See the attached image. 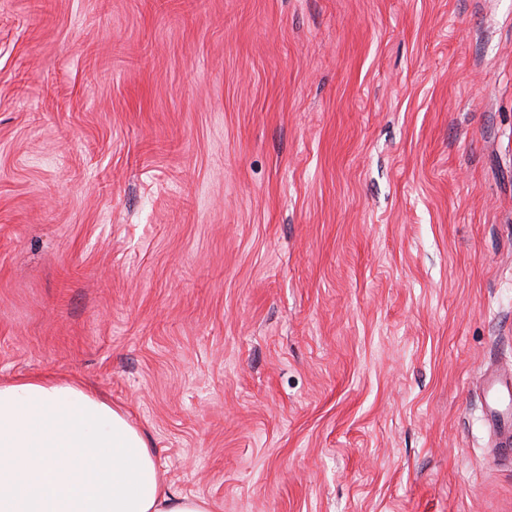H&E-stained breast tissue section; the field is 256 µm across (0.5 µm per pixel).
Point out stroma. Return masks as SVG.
I'll use <instances>...</instances> for the list:
<instances>
[{"mask_svg": "<svg viewBox=\"0 0 512 512\" xmlns=\"http://www.w3.org/2000/svg\"><path fill=\"white\" fill-rule=\"evenodd\" d=\"M512 0H0V381L78 379L216 512H512ZM487 422L491 428L499 432L504 441L502 442L503 449L511 451L508 448L509 440L512 439V412L509 409L500 410L497 407L489 406ZM510 446V445H509Z\"/></svg>", "mask_w": 512, "mask_h": 512, "instance_id": "1", "label": "stroma"}]
</instances>
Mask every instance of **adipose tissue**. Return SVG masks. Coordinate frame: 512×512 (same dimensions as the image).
Here are the masks:
<instances>
[{
	"label": "adipose tissue",
	"mask_w": 512,
	"mask_h": 512,
	"mask_svg": "<svg viewBox=\"0 0 512 512\" xmlns=\"http://www.w3.org/2000/svg\"><path fill=\"white\" fill-rule=\"evenodd\" d=\"M0 512H215L173 489L120 407L74 380L0 384Z\"/></svg>",
	"instance_id": "ef3b65f1"
}]
</instances>
